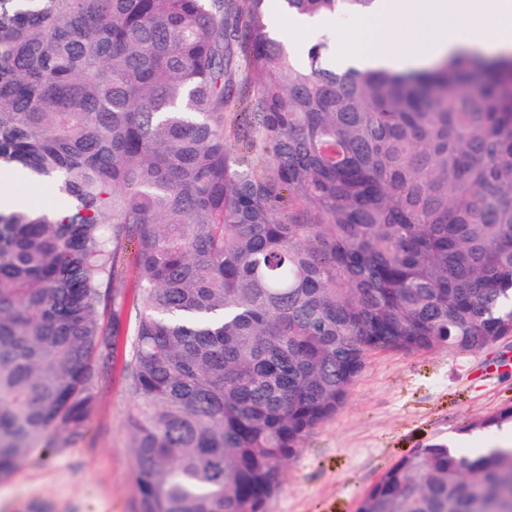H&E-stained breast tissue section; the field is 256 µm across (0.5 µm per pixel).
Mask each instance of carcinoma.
<instances>
[{
	"label": "carcinoma",
	"instance_id": "carcinoma-1",
	"mask_svg": "<svg viewBox=\"0 0 512 512\" xmlns=\"http://www.w3.org/2000/svg\"><path fill=\"white\" fill-rule=\"evenodd\" d=\"M325 49L297 63L266 0H0V171L68 199L0 210V477L84 438L128 240L138 512H261L370 356L512 336V55ZM358 512H512V450L430 444Z\"/></svg>",
	"mask_w": 512,
	"mask_h": 512
}]
</instances>
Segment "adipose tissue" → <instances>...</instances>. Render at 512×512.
Wrapping results in <instances>:
<instances>
[{
  "instance_id": "1",
  "label": "adipose tissue",
  "mask_w": 512,
  "mask_h": 512,
  "mask_svg": "<svg viewBox=\"0 0 512 512\" xmlns=\"http://www.w3.org/2000/svg\"><path fill=\"white\" fill-rule=\"evenodd\" d=\"M370 17L384 30L417 24L429 34L388 46L346 35L343 51L363 69H423L460 49L512 52V0H376Z\"/></svg>"
}]
</instances>
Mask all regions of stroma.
<instances>
[{"mask_svg": "<svg viewBox=\"0 0 512 512\" xmlns=\"http://www.w3.org/2000/svg\"><path fill=\"white\" fill-rule=\"evenodd\" d=\"M298 22L296 14H283L281 36L300 54L355 28L366 43L386 39L363 14L327 15L322 27L310 30L299 29ZM135 324L136 311L127 308L84 438L0 479V512H136L127 427L135 398L124 372ZM508 406L512 337L473 353L438 348L375 354L345 405L286 462L282 486L263 512H357L364 493L404 455L436 441H452L466 455L496 447L497 431L477 423Z\"/></svg>", "mask_w": 512, "mask_h": 512, "instance_id": "1", "label": "stroma"}]
</instances>
